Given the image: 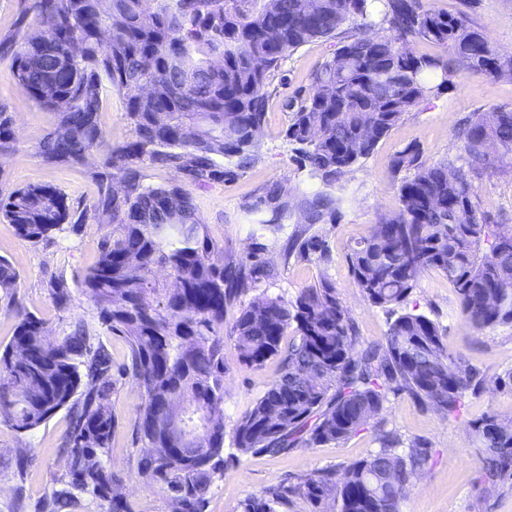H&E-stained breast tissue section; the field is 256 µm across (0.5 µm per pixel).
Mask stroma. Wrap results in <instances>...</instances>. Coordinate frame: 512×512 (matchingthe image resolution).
I'll return each mask as SVG.
<instances>
[{"instance_id": "stroma-1", "label": "stroma", "mask_w": 512, "mask_h": 512, "mask_svg": "<svg viewBox=\"0 0 512 512\" xmlns=\"http://www.w3.org/2000/svg\"><path fill=\"white\" fill-rule=\"evenodd\" d=\"M425 6L451 13L465 11L489 44L502 53H512V0H423ZM337 40L319 39L294 51L284 60L269 87L271 92L265 123L259 135L258 160L228 182L210 188L192 189L196 213L215 245L213 262L242 259L260 252L268 269L258 276L236 304L224 311V326L232 328L241 306L259 295L292 300L301 292L329 278L357 329L355 353L384 341L388 330L385 312L367 302L349 271L347 253L367 235L379 217L400 207L398 185L407 171L393 164L406 148H418L423 160L439 162L459 153L462 120L497 109L512 110V77L458 73L453 86L430 97L405 113L383 137L374 151L346 172L335 188L340 204L334 223L308 224L301 213L278 233L263 230L248 207L276 181L288 182L299 195L318 191L295 159L285 138L290 114L284 103L308 92L311 75L333 55ZM0 107L10 112L16 138L12 151L0 153V193L28 185L49 184L65 194L71 216L83 219L80 233L60 234L32 244L21 240L13 227L0 220V256L19 274L13 297L0 292V349L12 339L17 324L14 304L45 321L51 336L70 332L85 323L91 336L106 344L113 367L123 366L128 344L108 332L98 311L75 283L99 259L100 242L112 229L108 216L91 214L89 208L101 189L102 154H92L86 165H45L37 154L38 144L55 121L53 111L38 106L19 83L11 58L0 57ZM474 190L489 223L512 222V162L492 158L473 178ZM319 235L327 243L330 261L323 264L288 249L289 238ZM71 285L66 309H58L50 296L56 279ZM407 311L428 316L440 327L450 351L461 353L488 382L476 394L467 395L460 413L445 418L434 409L419 405L408 395L389 396L384 410L361 431L336 444L293 448L270 456L248 454L227 460L220 478L207 496L205 512H242L251 497L280 484H292L314 470L344 469L377 451L381 432H393L401 450L424 444L431 461L400 504V512H512V490L482 494L478 485L480 448L473 441L470 425L487 414L512 419V390L496 387L495 377L512 373V326L483 331L473 329L460 315L455 289L438 270L426 271L408 297ZM279 374V362L271 358L248 366L241 359L232 336L224 338V424L233 428ZM143 401L131 378H117L109 398L116 418L105 457L118 473L119 488L139 512H172L173 505L159 485L148 483L138 472L144 448L136 442V413ZM65 413L45 425L20 433L0 425V512H51L53 498L68 491L67 458L61 451L67 430ZM26 454L28 466L18 472L16 459Z\"/></svg>"}]
</instances>
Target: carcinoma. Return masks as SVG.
I'll list each match as a JSON object with an SVG mask.
<instances>
[{"label": "carcinoma", "instance_id": "1", "mask_svg": "<svg viewBox=\"0 0 512 512\" xmlns=\"http://www.w3.org/2000/svg\"><path fill=\"white\" fill-rule=\"evenodd\" d=\"M49 20L55 38L0 40L29 96L55 113L37 154L46 164L82 165L101 152L105 183L92 204L115 227L103 237L97 263L76 286L99 309L106 330L126 339L130 375L143 392L136 440L147 448L138 468L167 493L173 512H204L224 470V309L263 271L260 253L244 261H211L214 244L193 197L179 185L143 182L139 165L171 168L199 189L234 179L259 157L268 88L281 62L320 38L339 47L314 71L308 95L289 100L285 131L301 167L321 189L297 199L274 183L251 206L258 223L282 230L295 207L307 224L334 217L332 192L348 169L367 158L404 113L453 85L460 71L512 74V54L493 49L467 14L427 8L421 0H28ZM426 41L442 49L416 55ZM78 52H73V45ZM125 97L133 137L109 144L99 123L104 90ZM12 118L0 109V151L14 147ZM512 157V110L468 121L461 154L427 163L407 148L394 168L414 170L398 187L401 206L382 217L348 254L363 297L390 315L385 342L356 356V328L326 277L293 301L268 296L242 307L231 330L242 361L275 358L278 377L232 433L243 454L277 455L346 440L405 393L444 417L457 415L468 392L486 377L448 351L438 325L402 305L421 275L437 269L457 293L460 314L476 330L512 325V225L489 224L472 177L490 154ZM223 157L218 161L217 157ZM0 219L36 244L80 231L64 194L49 185L0 195ZM328 261L325 242L299 245ZM168 273L161 289L155 269ZM19 275L0 257V289ZM70 288L57 280L51 298L66 307ZM158 295L151 302L149 295ZM18 320L0 351V424L30 432L65 410L64 452L71 487L107 503V512H137L114 487L120 479L103 460L115 417L112 358L85 326L54 339L46 323L16 306ZM293 335L286 337L288 328ZM483 448L487 492L512 488V420L487 414L471 424ZM382 436L380 448L339 474L322 469L295 485L249 498L242 512H279L289 496L322 512H399L413 480L431 459L427 448L401 452Z\"/></svg>", "mask_w": 512, "mask_h": 512}]
</instances>
